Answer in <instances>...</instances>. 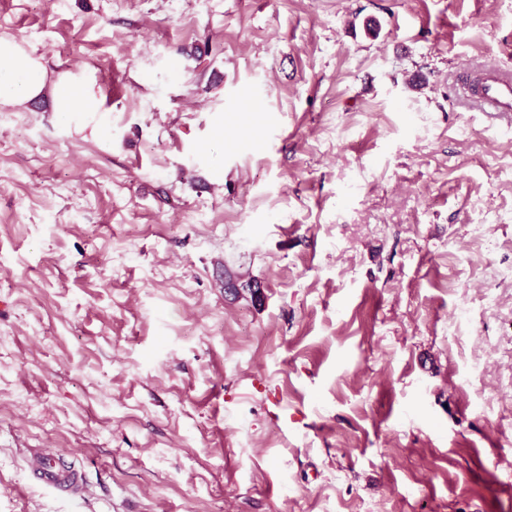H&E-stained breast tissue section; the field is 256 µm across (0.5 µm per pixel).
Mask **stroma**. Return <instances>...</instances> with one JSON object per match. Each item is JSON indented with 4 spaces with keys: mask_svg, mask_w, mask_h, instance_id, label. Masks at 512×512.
Instances as JSON below:
<instances>
[{
    "mask_svg": "<svg viewBox=\"0 0 512 512\" xmlns=\"http://www.w3.org/2000/svg\"><path fill=\"white\" fill-rule=\"evenodd\" d=\"M1 37L100 112L0 105V512H512V122L458 80L512 72V0H0ZM36 481L58 494L82 498L84 485L76 471L61 460L59 454L42 451L32 463Z\"/></svg>",
    "mask_w": 512,
    "mask_h": 512,
    "instance_id": "1",
    "label": "stroma"
}]
</instances>
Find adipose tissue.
I'll list each match as a JSON object with an SVG mask.
<instances>
[{"label":"adipose tissue","instance_id":"ef3b65f1","mask_svg":"<svg viewBox=\"0 0 512 512\" xmlns=\"http://www.w3.org/2000/svg\"><path fill=\"white\" fill-rule=\"evenodd\" d=\"M44 97L55 112L67 116L79 108L93 113L97 94L85 72L49 76L41 58L17 41L0 39V104L24 106Z\"/></svg>","mask_w":512,"mask_h":512}]
</instances>
